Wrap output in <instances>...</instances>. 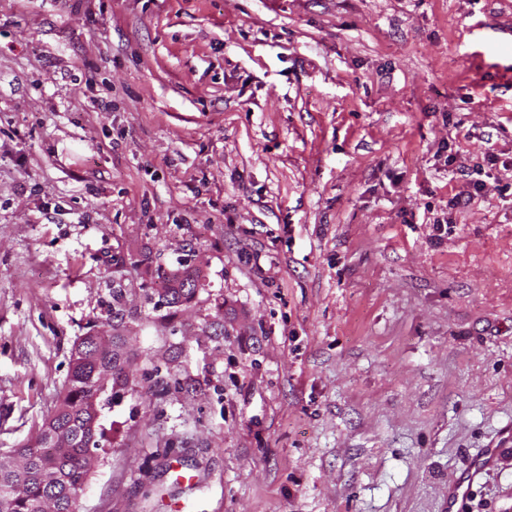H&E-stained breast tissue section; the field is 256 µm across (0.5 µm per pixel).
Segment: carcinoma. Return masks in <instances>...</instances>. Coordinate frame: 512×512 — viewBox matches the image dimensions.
<instances>
[{"label": "carcinoma", "instance_id": "obj_1", "mask_svg": "<svg viewBox=\"0 0 512 512\" xmlns=\"http://www.w3.org/2000/svg\"><path fill=\"white\" fill-rule=\"evenodd\" d=\"M162 284L151 289L156 304L180 306L191 301L200 281L197 268L181 263L175 270L156 269ZM99 339L117 349L124 348L121 336L92 335L79 338L70 360V371L60 405L48 417L34 441L17 450L19 461L0 469V512H41L49 506L54 512H74L75 496L82 490L102 446L103 431L100 412L112 399L101 400L99 383L103 363L88 354L86 343ZM67 431V444L54 449L52 455H42L47 439L54 431Z\"/></svg>", "mask_w": 512, "mask_h": 512}]
</instances>
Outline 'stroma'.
Here are the masks:
<instances>
[{
  "instance_id": "35a3bbf8",
  "label": "stroma",
  "mask_w": 512,
  "mask_h": 512,
  "mask_svg": "<svg viewBox=\"0 0 512 512\" xmlns=\"http://www.w3.org/2000/svg\"><path fill=\"white\" fill-rule=\"evenodd\" d=\"M116 288L77 512H446L512 427V0H0V451ZM156 277L163 286L150 288L151 299L157 297L156 306L166 305L168 307H176L190 302L196 294V283L201 280L198 269L187 262L179 263L177 269L170 271L158 267ZM497 446L487 448L476 455L470 465L451 481L448 486V512H465L466 502L474 483L496 460L500 449Z\"/></svg>"
}]
</instances>
